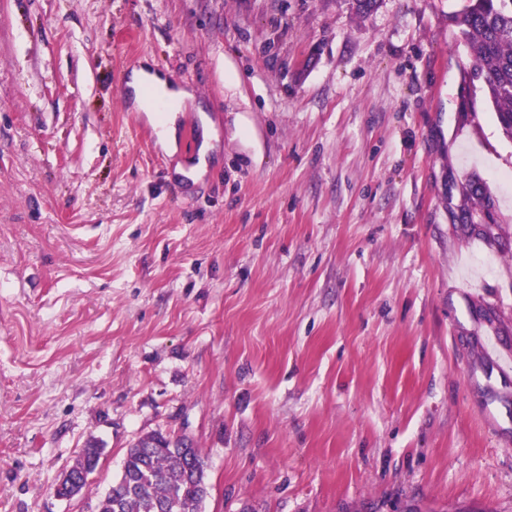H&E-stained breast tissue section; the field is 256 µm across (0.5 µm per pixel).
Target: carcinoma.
<instances>
[{"label": "carcinoma", "instance_id": "carcinoma-1", "mask_svg": "<svg viewBox=\"0 0 512 512\" xmlns=\"http://www.w3.org/2000/svg\"><path fill=\"white\" fill-rule=\"evenodd\" d=\"M456 44L464 47L468 62L461 68L463 121L477 116L475 82L491 105L502 133L512 139V0H465L453 15ZM488 223L499 224L498 206L486 182L472 174L458 185L456 224L469 226L479 211ZM143 448H130L119 479L100 499V512H202L199 487L206 479L200 449L186 448L161 432L141 437ZM95 446L83 448L67 468L78 475L90 467Z\"/></svg>", "mask_w": 512, "mask_h": 512}]
</instances>
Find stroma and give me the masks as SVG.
Instances as JSON below:
<instances>
[{"label": "stroma", "instance_id": "35a3bbf8", "mask_svg": "<svg viewBox=\"0 0 512 512\" xmlns=\"http://www.w3.org/2000/svg\"><path fill=\"white\" fill-rule=\"evenodd\" d=\"M463 2L0 0V512H95L153 431L203 512H512V140L458 119ZM144 62L216 130L199 181L121 104ZM483 210H487L488 222L485 223V214L480 213L477 225L495 224L492 229L487 227L481 232L483 236L491 239L495 226L500 224L498 206L486 182L477 174H472L458 185V203L453 212L454 224H462L475 230L469 224H473L474 214ZM95 450L94 444L90 443L73 459L66 472L61 476L58 485L55 486L54 493L57 497L71 500L85 494L89 482V473L83 472L80 476L71 477L67 471L70 475H79L82 471L88 469Z\"/></svg>", "mask_w": 512, "mask_h": 512}]
</instances>
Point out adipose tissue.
Returning a JSON list of instances; mask_svg holds the SVG:
<instances>
[{"instance_id":"adipose-tissue-1","label":"adipose tissue","mask_w":512,"mask_h":512,"mask_svg":"<svg viewBox=\"0 0 512 512\" xmlns=\"http://www.w3.org/2000/svg\"><path fill=\"white\" fill-rule=\"evenodd\" d=\"M130 85L135 92L134 104L139 111L149 114L155 112L157 103L166 105L168 115L160 140L163 146H173L176 141L178 114L183 102L190 97L189 91L171 87L160 73L145 65L133 70Z\"/></svg>"}]
</instances>
